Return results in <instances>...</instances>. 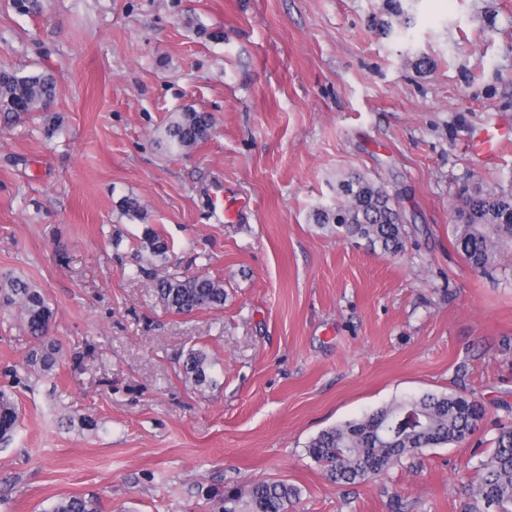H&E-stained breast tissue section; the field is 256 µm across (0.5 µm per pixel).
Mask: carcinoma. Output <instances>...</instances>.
<instances>
[{
	"label": "carcinoma",
	"mask_w": 512,
	"mask_h": 512,
	"mask_svg": "<svg viewBox=\"0 0 512 512\" xmlns=\"http://www.w3.org/2000/svg\"><path fill=\"white\" fill-rule=\"evenodd\" d=\"M56 77L47 71L20 75L0 70V112H30L56 91ZM211 117L188 108L173 117L161 143L170 153L187 151L207 139ZM313 223L329 227L347 239H359L373 249L396 256L404 250L403 215L396 198L382 184L359 173L338 182L336 204L317 209ZM454 245L472 271L486 275L512 243V190L487 192L465 187L452 228ZM141 243L156 257L166 258L169 245L150 225ZM155 297L170 311L188 314L224 307V284L205 274L169 275L152 282ZM0 306L20 310L22 327L32 340L26 366L52 373L61 359L59 340L53 336L55 308L29 282L0 274ZM214 364L203 348L190 349L183 361L185 379L198 390L216 385ZM485 407L462 394H424L393 402L359 418L321 431L307 445V453L338 485L364 482L425 448L462 445L475 433ZM19 413L11 394L0 389V442L12 438ZM300 489L284 481L256 480L246 488L224 490V512H288ZM468 512H512V423L498 428L491 456L477 469L471 485ZM48 512H98L94 500L71 495L57 500Z\"/></svg>",
	"instance_id": "cac0c4a2"
}]
</instances>
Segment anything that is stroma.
Wrapping results in <instances>:
<instances>
[{"mask_svg":"<svg viewBox=\"0 0 512 512\" xmlns=\"http://www.w3.org/2000/svg\"><path fill=\"white\" fill-rule=\"evenodd\" d=\"M0 0V67L48 71L51 105L0 112V273L41 288L63 359L27 373L0 307V512L82 494L100 512H223L222 493L285 480L288 512H463L512 421V255L474 274L454 246L461 186L512 189V0ZM392 21L393 32L380 25ZM209 113L178 155L170 115ZM356 172L398 196L396 256L313 224ZM249 204L224 220L219 187ZM138 198L142 216L121 211ZM171 247L142 249L144 225ZM205 273L224 307L168 311L152 281ZM205 348L216 386L182 362ZM425 392L475 396L462 446L336 485L307 454L322 430ZM19 413L11 394L0 389V442L6 443L12 438L18 426Z\"/></svg>","mask_w":512,"mask_h":512,"instance_id":"1","label":"stroma"}]
</instances>
